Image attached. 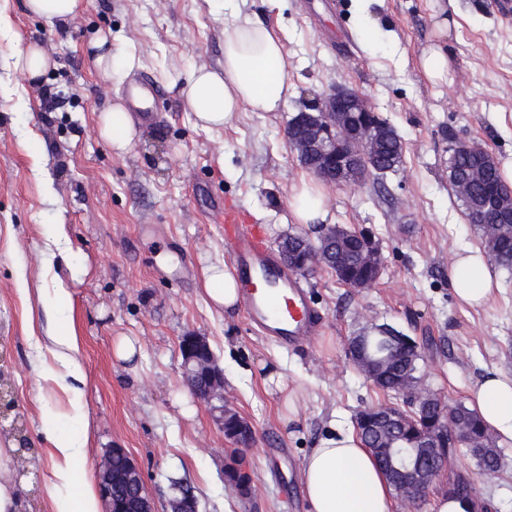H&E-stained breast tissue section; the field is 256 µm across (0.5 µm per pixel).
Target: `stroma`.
<instances>
[{"label": "stroma", "mask_w": 512, "mask_h": 512, "mask_svg": "<svg viewBox=\"0 0 512 512\" xmlns=\"http://www.w3.org/2000/svg\"><path fill=\"white\" fill-rule=\"evenodd\" d=\"M0 0V389L13 406L0 418V448L24 449L9 479L19 512H54L49 439L77 432L68 394L56 383L49 334L60 317L38 291L62 279L81 340L79 388L92 422L84 450L97 473L107 449L141 468L155 512H167L173 482L190 487L198 512H310L305 454L330 424L355 425L387 402L348 359L350 336L385 324L423 348L419 384L449 404L467 402L485 375L512 378V268L495 266L498 289L473 309L454 295L455 252L480 243L448 183L451 147L466 140L499 158L512 153V0H242L244 15L281 38L295 95L281 112H239L224 129L196 126L176 86L200 66L224 64V26L213 0H83L64 25ZM140 60L133 73L99 76L89 43ZM35 44L52 66L29 82L12 55ZM448 52V75L428 80L426 48ZM160 93L152 114L133 113L138 137L123 153L98 133L107 106L133 76ZM367 100L400 135L401 165L365 182L327 187L332 223L370 230L379 279L358 290L325 269L302 278L320 323L286 350L252 331L244 310H215L202 289L206 266L227 262L214 214L230 204L261 221L270 243L315 236L289 222L294 185L308 172L288 141L290 117L333 87ZM206 336L224 372V403L252 426L254 492L224 483L230 448L213 405L182 374V336ZM132 339L138 352L118 359ZM304 397L289 418L285 392L264 383L265 366ZM502 469L486 483L460 453L491 512H512V441H498Z\"/></svg>", "instance_id": "1"}]
</instances>
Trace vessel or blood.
<instances>
[{
  "label": "vessel or blood",
  "instance_id": "obj_1",
  "mask_svg": "<svg viewBox=\"0 0 512 512\" xmlns=\"http://www.w3.org/2000/svg\"><path fill=\"white\" fill-rule=\"evenodd\" d=\"M218 219L249 325L284 348L312 336L316 318L308 293L296 272L280 261L263 228L249 223L232 206L224 208Z\"/></svg>",
  "mask_w": 512,
  "mask_h": 512
}]
</instances>
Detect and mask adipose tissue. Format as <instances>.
Masks as SVG:
<instances>
[{
  "instance_id": "ef3b65f1",
  "label": "adipose tissue",
  "mask_w": 512,
  "mask_h": 512,
  "mask_svg": "<svg viewBox=\"0 0 512 512\" xmlns=\"http://www.w3.org/2000/svg\"><path fill=\"white\" fill-rule=\"evenodd\" d=\"M223 8L233 16L224 27L223 69H195L180 89L186 109L206 131L223 129L244 109L283 111L293 95L279 37L252 20H237V0H224ZM289 210L299 224L326 222L327 195L317 184L300 182ZM449 275L455 296L468 306H484L494 296L496 280L483 248L456 252ZM203 286L215 308L229 310L239 300L237 281L226 265L206 267ZM69 394L80 435L52 438L53 479L47 493L56 512H99L94 478L81 467L90 420L80 390L70 388ZM469 402L498 437L512 440V379L484 377L471 389ZM303 484L313 512H396L389 483L352 429L334 427L319 439L305 458Z\"/></svg>"
}]
</instances>
